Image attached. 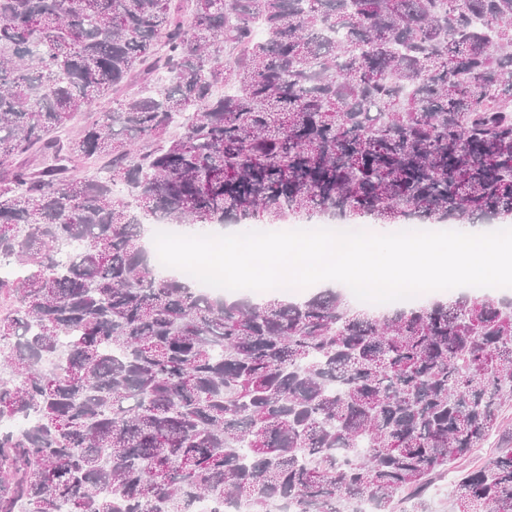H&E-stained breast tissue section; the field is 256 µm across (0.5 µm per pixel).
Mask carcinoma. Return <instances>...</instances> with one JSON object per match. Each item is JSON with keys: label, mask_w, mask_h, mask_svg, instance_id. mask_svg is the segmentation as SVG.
<instances>
[{"label": "carcinoma", "mask_w": 512, "mask_h": 512, "mask_svg": "<svg viewBox=\"0 0 512 512\" xmlns=\"http://www.w3.org/2000/svg\"><path fill=\"white\" fill-rule=\"evenodd\" d=\"M194 2L0 0V512H433L512 401V299L223 301L144 221L512 215V0ZM447 498L512 512V448ZM138 87V82L133 81L130 86L124 87L118 93L113 95L111 94L109 97L101 100L97 110L95 112H91L82 116L78 123H76L68 129L67 134H70L72 131L75 132L80 128V126L87 123H91L94 120L98 119L100 111L112 109V107L116 106L118 100H120L122 97H125V95L136 92L138 90Z\"/></svg>", "instance_id": "carcinoma-1"}]
</instances>
